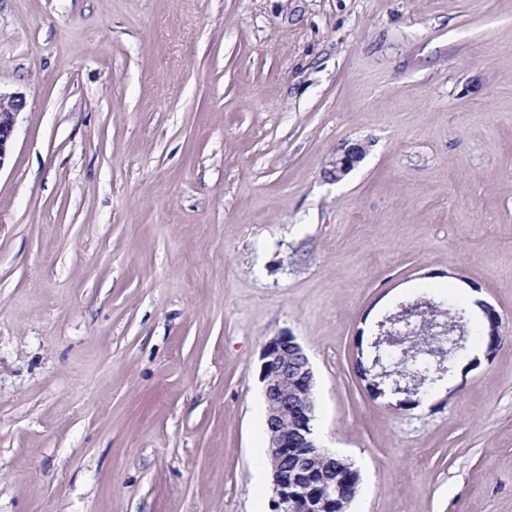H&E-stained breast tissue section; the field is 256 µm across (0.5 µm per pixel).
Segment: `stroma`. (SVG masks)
Here are the masks:
<instances>
[{
    "instance_id": "obj_1",
    "label": "stroma",
    "mask_w": 512,
    "mask_h": 512,
    "mask_svg": "<svg viewBox=\"0 0 512 512\" xmlns=\"http://www.w3.org/2000/svg\"><path fill=\"white\" fill-rule=\"evenodd\" d=\"M0 91V512H271L283 333L350 512H512V0H0ZM448 288L494 353L374 394ZM25 106L26 100L20 93L3 94L0 91V168L8 155L16 117ZM336 153V158L329 162V178L333 181L342 180L365 156V148L359 143H345Z\"/></svg>"
}]
</instances>
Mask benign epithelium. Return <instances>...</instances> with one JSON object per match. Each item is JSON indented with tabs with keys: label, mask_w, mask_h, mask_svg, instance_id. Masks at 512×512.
<instances>
[{
	"label": "benign epithelium",
	"mask_w": 512,
	"mask_h": 512,
	"mask_svg": "<svg viewBox=\"0 0 512 512\" xmlns=\"http://www.w3.org/2000/svg\"><path fill=\"white\" fill-rule=\"evenodd\" d=\"M26 100L19 93L0 92V168L8 155L14 134L16 117L25 108ZM365 156L359 143H346L329 162L328 175L333 181L342 180ZM480 314L469 318L480 327V336H488V345L497 340L499 319L493 309L477 303ZM419 321L398 338L397 345L412 350L410 362L400 368H389L373 359L372 367H380L378 376L391 380L394 394L418 395L426 387L427 374L421 367H435L443 374L453 371L458 353L480 344L468 342L463 324L448 330L435 320L438 306L424 299L408 304ZM264 383L267 407L266 432L268 457L271 465L274 512H333L336 495L340 494L339 468L336 454L318 447L311 437L310 421L314 419L313 398H300L301 385L311 383L309 359L295 337L281 334L264 346L260 371ZM290 448H310L313 456L323 460L319 473L305 466L308 457L300 454L288 457Z\"/></svg>",
	"instance_id": "1"
}]
</instances>
